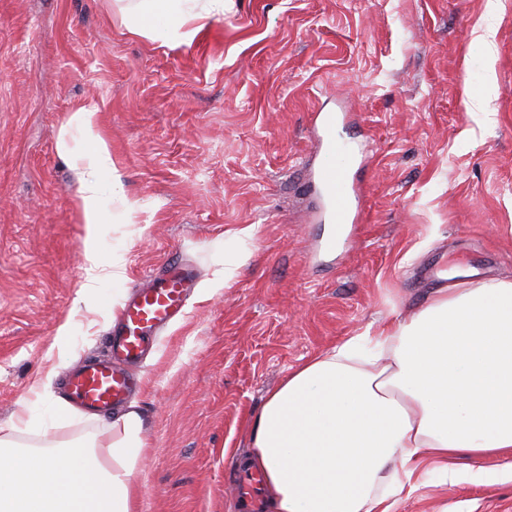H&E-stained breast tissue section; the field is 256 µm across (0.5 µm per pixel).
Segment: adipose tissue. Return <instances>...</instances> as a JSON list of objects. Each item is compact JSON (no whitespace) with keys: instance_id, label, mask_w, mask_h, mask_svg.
I'll return each mask as SVG.
<instances>
[{"instance_id":"obj_1","label":"adipose tissue","mask_w":512,"mask_h":512,"mask_svg":"<svg viewBox=\"0 0 512 512\" xmlns=\"http://www.w3.org/2000/svg\"><path fill=\"white\" fill-rule=\"evenodd\" d=\"M224 0H125L129 32L151 41L192 40L185 24L223 12ZM96 105L74 112L58 137L72 155L81 136L83 220L96 231L104 192L138 209L95 131ZM44 409L0 427V512H136L133 475L145 419L129 404L100 431L30 451ZM478 477L512 474V280L439 289L409 318L353 336L304 362L254 415L250 467L264 476L267 512H389L386 501L425 465L454 479L458 456Z\"/></svg>"}]
</instances>
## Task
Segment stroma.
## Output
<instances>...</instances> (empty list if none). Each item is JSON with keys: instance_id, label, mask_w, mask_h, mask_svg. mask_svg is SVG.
<instances>
[{"instance_id": "35a3bbf8", "label": "stroma", "mask_w": 512, "mask_h": 512, "mask_svg": "<svg viewBox=\"0 0 512 512\" xmlns=\"http://www.w3.org/2000/svg\"><path fill=\"white\" fill-rule=\"evenodd\" d=\"M224 0L191 42L130 34L113 0H0V426L60 398L108 352L129 291L195 263L184 318L139 367V512H236L228 469L289 372L422 308L437 285L512 278V0ZM492 92L481 112L471 94ZM95 103L136 212L110 197L96 238L61 127ZM340 105L373 152L351 246L314 253L303 184L311 114ZM121 266L87 288L84 252ZM251 257L217 280L241 248ZM448 274L418 271L440 253ZM71 344L53 347L61 325ZM390 512H512V478L420 477Z\"/></svg>"}]
</instances>
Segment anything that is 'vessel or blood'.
Returning a JSON list of instances; mask_svg holds the SVG:
<instances>
[{
    "mask_svg": "<svg viewBox=\"0 0 512 512\" xmlns=\"http://www.w3.org/2000/svg\"><path fill=\"white\" fill-rule=\"evenodd\" d=\"M349 123L348 113L341 110L321 109L312 115V133L323 161L313 168L309 189L318 205L317 218L327 226L321 248L329 254L345 244L349 229L361 224L364 216L366 193L355 171L369 161L370 144L360 143L345 165L324 161L325 156L344 153L346 143L340 132ZM198 280L194 263L175 259L164 272L147 276L136 286L116 316L109 338L110 358H84L67 371L69 403L104 413L127 400L137 387L132 367L174 318L186 313ZM261 483L259 475L239 468L231 481L239 512H261Z\"/></svg>",
    "mask_w": 512,
    "mask_h": 512,
    "instance_id": "obj_1",
    "label": "vessel or blood"
}]
</instances>
